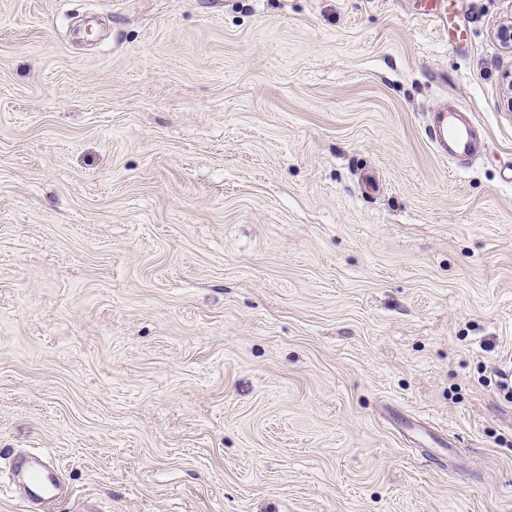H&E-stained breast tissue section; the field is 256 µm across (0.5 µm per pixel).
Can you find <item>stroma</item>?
<instances>
[{"instance_id":"stroma-1","label":"stroma","mask_w":512,"mask_h":512,"mask_svg":"<svg viewBox=\"0 0 512 512\" xmlns=\"http://www.w3.org/2000/svg\"><path fill=\"white\" fill-rule=\"evenodd\" d=\"M455 2L0 0V512L29 452L53 512H512V0ZM458 115L447 109L437 110L432 112L425 126L427 139L441 156H468L476 151L472 129Z\"/></svg>"}]
</instances>
